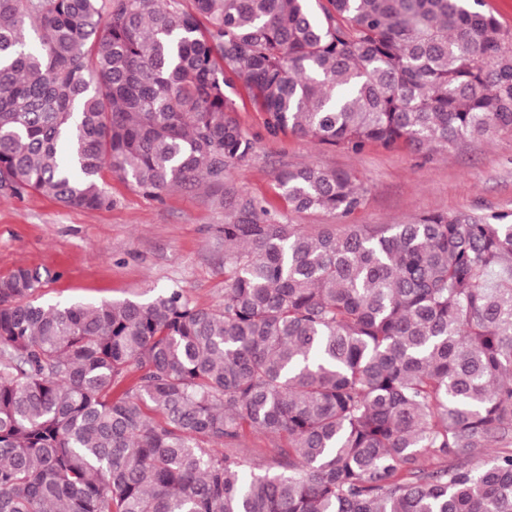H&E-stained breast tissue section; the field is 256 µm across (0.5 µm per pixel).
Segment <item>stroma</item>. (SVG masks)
I'll use <instances>...</instances> for the list:
<instances>
[{"label": "stroma", "mask_w": 512, "mask_h": 512, "mask_svg": "<svg viewBox=\"0 0 512 512\" xmlns=\"http://www.w3.org/2000/svg\"><path fill=\"white\" fill-rule=\"evenodd\" d=\"M255 141L250 160L226 179L235 199L261 201L288 224L339 223L331 211L288 209L276 173L313 164L344 171L368 189L351 224H402L431 213L491 217L512 214V132L499 131L452 151L416 155L377 145L359 153L292 135H269L265 116L248 101L237 113ZM106 182L110 209L66 208L41 194H0V276L20 267L48 272L39 295L48 303L109 302L182 289L200 305L224 299V241L216 229L227 209L201 188L173 189L148 198L116 177Z\"/></svg>", "instance_id": "35a3bbf8"}]
</instances>
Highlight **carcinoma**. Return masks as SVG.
Returning a JSON list of instances; mask_svg holds the SVG:
<instances>
[{"label":"carcinoma","instance_id":"carcinoma-1","mask_svg":"<svg viewBox=\"0 0 512 512\" xmlns=\"http://www.w3.org/2000/svg\"><path fill=\"white\" fill-rule=\"evenodd\" d=\"M480 0H0V193L112 208L224 177L271 135L359 153L512 130ZM342 218L347 172L275 175ZM224 301L44 305L0 277V512H512V218L309 233L252 199ZM279 439L272 463L232 452ZM446 465L432 468L431 459Z\"/></svg>","mask_w":512,"mask_h":512}]
</instances>
